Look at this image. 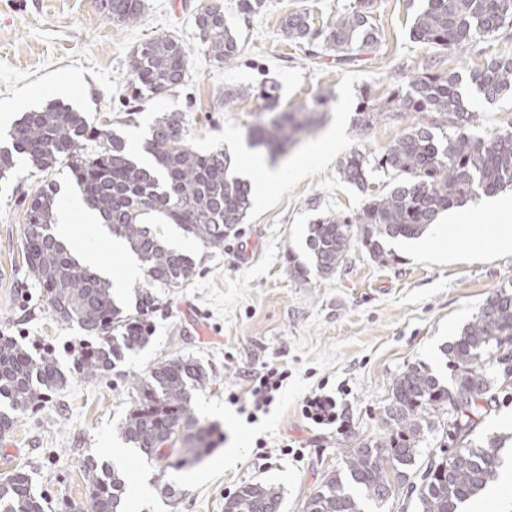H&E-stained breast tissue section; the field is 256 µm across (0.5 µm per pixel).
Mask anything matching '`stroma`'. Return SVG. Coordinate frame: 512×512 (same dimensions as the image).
I'll use <instances>...</instances> for the list:
<instances>
[{
    "instance_id": "stroma-1",
    "label": "stroma",
    "mask_w": 512,
    "mask_h": 512,
    "mask_svg": "<svg viewBox=\"0 0 512 512\" xmlns=\"http://www.w3.org/2000/svg\"><path fill=\"white\" fill-rule=\"evenodd\" d=\"M137 24L109 18L104 0H0V146L25 113L59 100L85 113L90 123L125 117L124 86L129 57L137 46L159 35L181 42L189 53V79L176 90L147 99L137 126L123 128L130 143L143 140L158 113L178 112L197 150L235 152L248 142L262 102L255 89L265 81L280 85V107L293 110L329 92L316 117V132L278 156L284 175L263 198L253 200L237 235L223 249L207 250L191 238L181 248L199 268L181 288L158 289L160 309L148 316L152 336L127 353L103 377L87 378L75 369L86 333L57 322L47 297L26 273L25 199L53 183L62 195L78 197L68 169L39 175L19 164L0 180V333L15 337L31 352L54 349L66 377L63 389L37 408L10 410L0 396V412L13 425L0 435V478L15 465L31 471L45 512H89L91 489L86 458L135 466L145 492L126 488L131 512H224V503L250 483L277 486L283 512H306L313 489L342 470L355 440L383 431L384 410L393 378L420 363L441 380L451 372L441 350L472 319L498 287L512 284V253L474 254L461 239L452 257L388 248L393 259L380 263L361 247L329 276L293 277V263L309 264L308 226L326 213H353L369 194L394 183L386 170L369 173L367 190L345 182L339 164L351 151L385 150L403 122L385 119L366 130L354 124L360 90L371 86L384 99L406 86L412 69L435 59L440 71L466 72L494 55H512V29L478 40L471 49L434 50L413 41L410 29L425 0H378L374 13L381 34L376 53L343 67L311 58L312 46L288 40L284 15L306 13L320 29L354 0H265L261 12L246 15L237 0H144ZM224 10L241 47L237 64L209 60L194 24L211 4ZM238 90L225 101L227 89ZM471 131L481 135L512 123V97L489 102L467 90ZM173 358H190L210 375L194 391L191 408L202 425L213 427L214 445L200 461L162 469L126 444L121 428L133 400L131 382ZM288 368V381L268 414L247 422L228 400L246 386V376L264 366ZM346 384V431L315 430L302 418L303 397L318 386ZM512 385L497 390L496 404L474 432L475 440L505 438L502 458L512 457ZM264 447H257V440ZM236 461L227 466L224 453ZM176 495L166 497L163 485Z\"/></svg>"
}]
</instances>
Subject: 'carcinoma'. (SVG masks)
<instances>
[{
  "mask_svg": "<svg viewBox=\"0 0 512 512\" xmlns=\"http://www.w3.org/2000/svg\"><path fill=\"white\" fill-rule=\"evenodd\" d=\"M377 0H355L325 28L311 30L309 17L293 12L281 20L288 38H313L321 54L338 64L377 51L380 34L373 23ZM110 18L136 22L144 0H104ZM209 59L231 66L240 56L239 41L213 4L195 17ZM512 27V0H427L416 14L410 35L435 49H465L476 39ZM189 59L173 37H158L134 50L128 68V103L138 104L184 85ZM469 84L487 101L512 92V57L497 56L462 76L439 73L430 63L415 73L407 89L395 88L384 103L371 87L361 89L356 126L365 130L390 117H411L387 149L372 155L353 150L340 162L343 180L367 189L370 167L391 170L397 182L373 194L353 214H328L309 225L307 247L321 275L334 273L351 247L359 245L385 263L391 240L422 235L440 214L480 194L493 195L512 186V127L483 136L470 132L472 115L462 94ZM265 116L250 131V143L276 157L284 145L312 132L308 113L326 103L312 100L306 111H281L277 88H257ZM12 147L0 148V178L12 174L14 154L25 155L45 173L64 164L81 200L99 213L141 263L145 284L134 289L135 314L118 305L112 283L81 264L64 246L53 226L54 188H43L28 201L25 260L28 275L46 288L49 311L61 323H77L100 343L81 348L78 363L88 377L112 370L126 351L141 348L150 337L145 315L160 298L153 288H181L196 275V263L171 247L152 224H174L206 249H221L238 231L251 207L252 185L239 177L231 155L222 149L199 152L187 143L180 114H164L149 127L135 152L108 122L90 125L82 113L63 103L28 112L10 131ZM452 371L446 384L427 367L409 365L392 381L383 433L352 448L345 468L323 481L310 496L306 512H367L383 506L395 487L420 478L417 512H457L459 504L494 479L504 444L469 439L496 395L494 379H512V285L493 291L459 336L443 348ZM209 382L201 364L190 358L164 361L136 382L135 400L122 427L126 443L148 460L179 468L200 460L212 446L213 428L199 424L190 406L191 391ZM65 385L54 352L30 355L13 337L0 334V393L12 409L36 407L48 393ZM447 416L439 448L421 461L425 434L438 429L428 412ZM84 472L92 489L90 512H129L125 479L119 470L90 457ZM278 488L244 485L224 504V512H281ZM0 512H44V499L33 491L25 467L0 480Z\"/></svg>",
  "mask_w": 512,
  "mask_h": 512,
  "instance_id": "carcinoma-1",
  "label": "carcinoma"
}]
</instances>
